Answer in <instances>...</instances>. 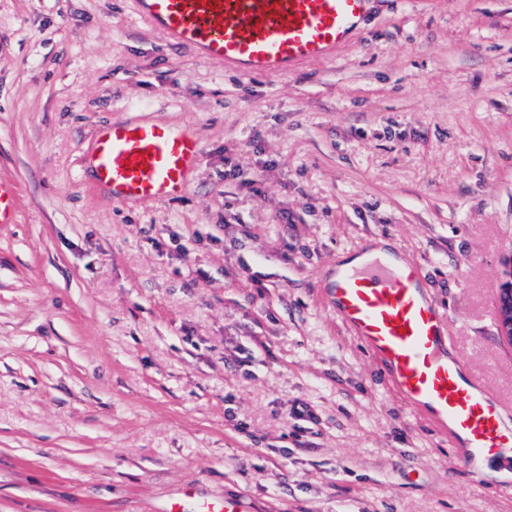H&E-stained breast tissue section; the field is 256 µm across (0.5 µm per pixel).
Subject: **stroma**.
Returning a JSON list of instances; mask_svg holds the SVG:
<instances>
[{"mask_svg": "<svg viewBox=\"0 0 512 512\" xmlns=\"http://www.w3.org/2000/svg\"><path fill=\"white\" fill-rule=\"evenodd\" d=\"M139 121L198 135L182 197L97 185L98 129ZM0 180V512H512V473L470 468L323 301L391 241L512 423V0H369L331 62L270 75L130 0H0ZM499 339L512 345V250L503 255L494 299ZM197 512H253L250 503L242 496H224L198 502Z\"/></svg>", "mask_w": 512, "mask_h": 512, "instance_id": "obj_1", "label": "stroma"}]
</instances>
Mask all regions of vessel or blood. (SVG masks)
I'll return each mask as SVG.
<instances>
[{
  "mask_svg": "<svg viewBox=\"0 0 512 512\" xmlns=\"http://www.w3.org/2000/svg\"><path fill=\"white\" fill-rule=\"evenodd\" d=\"M368 0H132L134 12L170 41L246 75L285 73L332 58L364 19ZM199 139L162 123L98 131L92 161L114 199H174L187 189ZM326 295L337 319L373 354L397 394L453 440L473 463L512 469V426L500 402L448 358L445 315L418 267L375 261L345 270ZM198 512H252L246 498L199 501Z\"/></svg>",
  "mask_w": 512,
  "mask_h": 512,
  "instance_id": "vessel-or-blood-1",
  "label": "vessel or blood"
}]
</instances>
